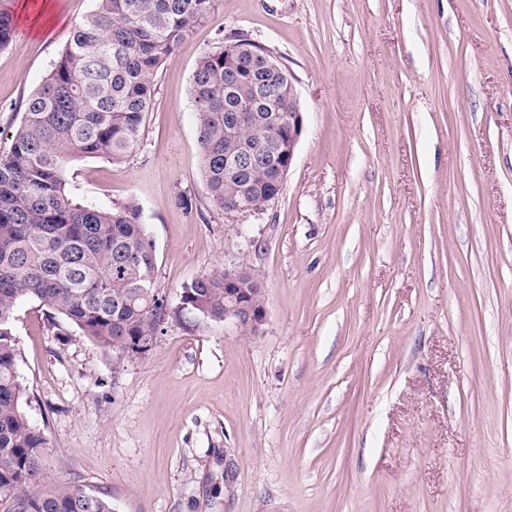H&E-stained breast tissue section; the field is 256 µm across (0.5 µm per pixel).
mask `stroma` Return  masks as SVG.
Instances as JSON below:
<instances>
[{"label":"stroma","mask_w":512,"mask_h":512,"mask_svg":"<svg viewBox=\"0 0 512 512\" xmlns=\"http://www.w3.org/2000/svg\"><path fill=\"white\" fill-rule=\"evenodd\" d=\"M56 3L0 48V154L94 7ZM239 38L288 70L303 133L280 194L227 215L191 84ZM155 83L139 150L64 175L138 206L165 332L123 357L18 305L47 475L116 512H512V0H214ZM242 261L257 333L182 311Z\"/></svg>","instance_id":"stroma-1"}]
</instances>
